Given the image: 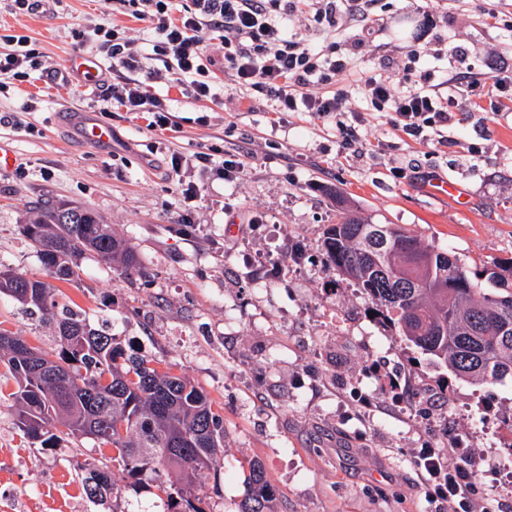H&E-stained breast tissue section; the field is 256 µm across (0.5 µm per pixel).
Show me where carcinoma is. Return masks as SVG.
Wrapping results in <instances>:
<instances>
[{
    "label": "carcinoma",
    "instance_id": "cac0c4a2",
    "mask_svg": "<svg viewBox=\"0 0 512 512\" xmlns=\"http://www.w3.org/2000/svg\"><path fill=\"white\" fill-rule=\"evenodd\" d=\"M22 230L45 278L0 263V298L49 324V354L0 330V363L14 379L19 428L52 444L60 435L89 436L128 477L149 472L166 496V512H202L187 496L201 471L224 454V426L213 402L189 379L128 353L112 321L94 326L55 296L52 281L70 282L86 254L129 274L134 248L93 210L68 201L25 214ZM322 251L336 275L371 302L370 311L459 379L493 384L512 376V259L468 269L457 255L424 245L396 224H372L352 211L323 234ZM176 481H163L165 473ZM240 512H269L275 493L263 464L249 462ZM112 474L93 468L83 481L92 500L112 494Z\"/></svg>",
    "mask_w": 512,
    "mask_h": 512
}]
</instances>
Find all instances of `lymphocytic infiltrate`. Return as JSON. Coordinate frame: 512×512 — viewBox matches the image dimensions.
Listing matches in <instances>:
<instances>
[{
  "instance_id": "obj_1",
  "label": "lymphocytic infiltrate",
  "mask_w": 512,
  "mask_h": 512,
  "mask_svg": "<svg viewBox=\"0 0 512 512\" xmlns=\"http://www.w3.org/2000/svg\"><path fill=\"white\" fill-rule=\"evenodd\" d=\"M137 19L147 21L154 33L151 57L160 69H143L137 39L106 25L85 27L73 33L88 53L106 50L111 66L125 72L123 81L110 85L112 107L144 112L150 129L177 127L170 98L153 92L156 80H178L187 96L196 100H221L214 66L216 50H223L225 68L237 84L255 97L271 103L275 112H307L318 118L352 111V95L341 88L342 76L351 69L350 57L336 41L338 29L354 25L370 31L376 0H314L313 20L320 36L309 41L289 30L298 18L300 0H115ZM420 34L407 63L392 62L390 71L365 76L360 94L370 111L386 112L395 127L416 136L427 128H455L457 96L479 104L512 95V68L495 67L492 74L465 71L439 78L418 62L428 54L426 34L436 21L422 9ZM7 52H0V76L25 81L38 64L40 51L26 35L0 34ZM147 80H139L140 72ZM426 498L438 502L440 512H482L473 482L475 458L471 453L448 460L436 448L417 455Z\"/></svg>"
}]
</instances>
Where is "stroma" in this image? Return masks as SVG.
Here are the masks:
<instances>
[{
    "instance_id": "1",
    "label": "stroma",
    "mask_w": 512,
    "mask_h": 512,
    "mask_svg": "<svg viewBox=\"0 0 512 512\" xmlns=\"http://www.w3.org/2000/svg\"><path fill=\"white\" fill-rule=\"evenodd\" d=\"M419 0H378L362 53L351 56L346 80L384 61L406 58ZM437 26L430 35L439 71L487 70L512 63V0H432ZM498 15L496 27L485 23ZM115 24L152 38L147 22L113 11L110 0H60L48 11L19 18L0 0V30L31 36L54 68L83 54L72 27ZM96 87L27 82L0 93V111L36 107L23 126L0 129V147L15 168L0 171V263L40 279L42 265L20 221L29 208L64 199L98 213L134 246L138 268L121 274L88 256L59 298L97 322L111 318L121 345L169 365L212 400L224 418V468L202 471L197 507L239 512L247 496L243 467L260 461L275 491L272 512H437L420 490L416 449H448L464 442L478 453L475 488L486 512H512V377L492 385L457 379L433 364L398 333L374 321L370 303L339 279L319 240L340 219L333 196L342 191L361 216L396 224L421 243L448 249L466 264L512 258V101L471 109L459 99L452 139L439 144L434 129L412 137L394 129L384 112H369L359 140L345 149L338 120L287 112L271 126L264 100L240 89L224 72L225 103L185 97L177 84L155 90L174 101L180 127L160 133L146 114L117 112L112 140L87 141L82 115L97 116L114 77L99 54ZM239 155L237 180L174 174L167 157L207 149ZM420 164L437 178L463 186L460 211L424 181L401 176ZM198 183L188 227L176 219L177 180ZM284 268L285 282L270 279ZM264 283L254 294V283ZM232 308L235 322L225 323ZM0 328L52 351V329L0 298ZM416 384L404 405L372 391L369 419L356 416L353 389L368 368ZM15 383L0 365V512H151L157 487L132 486L111 449L86 436L55 447L28 438L16 424ZM109 465L114 492L91 502L82 465Z\"/></svg>"
}]
</instances>
